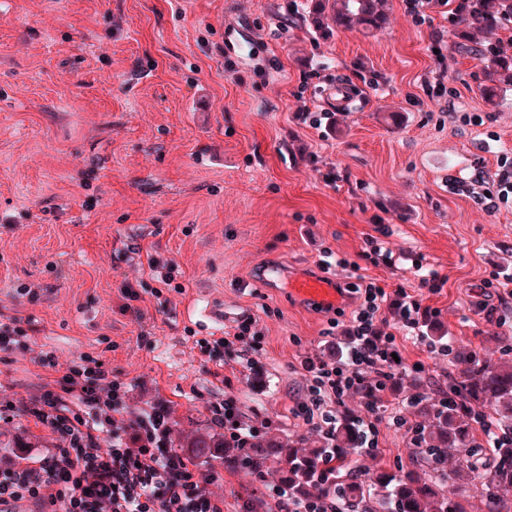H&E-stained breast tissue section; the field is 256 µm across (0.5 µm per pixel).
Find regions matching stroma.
<instances>
[{
    "label": "stroma",
    "mask_w": 512,
    "mask_h": 512,
    "mask_svg": "<svg viewBox=\"0 0 512 512\" xmlns=\"http://www.w3.org/2000/svg\"><path fill=\"white\" fill-rule=\"evenodd\" d=\"M390 0V26L309 33L305 0H0V313L34 330L27 354L0 351V400L29 402L45 372L90 354L129 390L128 412L162 399L173 423L207 428L206 404L235 396L283 440L307 352L328 354L327 316L264 280L316 270L322 250L350 261L342 285L416 289L460 344L497 362L512 343V203L485 189L512 161V91L479 92L481 63L452 43L453 4L413 22ZM351 85L357 108L327 95ZM328 116L312 127L300 114ZM393 267L374 266L371 242ZM255 321L265 349L247 368L209 360L197 340ZM221 381H214L213 373ZM0 461L44 453L51 433L0 419ZM380 461L359 478L409 465L416 448L385 427ZM214 485L224 512L261 501L252 470Z\"/></svg>",
    "instance_id": "1"
}]
</instances>
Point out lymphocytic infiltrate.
Wrapping results in <instances>:
<instances>
[{
  "label": "lymphocytic infiltrate",
  "instance_id": "lymphocytic-infiltrate-1",
  "mask_svg": "<svg viewBox=\"0 0 512 512\" xmlns=\"http://www.w3.org/2000/svg\"><path fill=\"white\" fill-rule=\"evenodd\" d=\"M356 305L347 325L328 319L329 328L340 329L347 346L336 358L305 354L300 367L306 374L301 397L294 400L289 417L309 429L331 437L336 415L345 411L350 395L373 389L360 418L364 455L383 456L381 425L415 438L416 427L405 417H383L386 387L394 370L403 338L420 339V322L430 314L420 299L405 288L387 293L375 282L357 289ZM394 311L399 332L387 331L386 311ZM201 353L241 350L258 354L264 338L252 319L239 320L223 336L200 340ZM39 365L52 372L38 395L27 405L0 403V412L18 414L54 435L50 448L26 463L0 466V505L25 512H224L223 497L211 485L220 475L203 467L190 454L173 448L170 410L158 400L150 408L126 416L128 391L113 379L103 362L89 359L56 375L52 354L41 355ZM211 424L223 430L227 441L245 440L240 424L245 415L234 397L208 402ZM108 444H101V435ZM264 502L269 512H338L335 495L320 492L295 498L286 483L267 487Z\"/></svg>",
  "mask_w": 512,
  "mask_h": 512
}]
</instances>
